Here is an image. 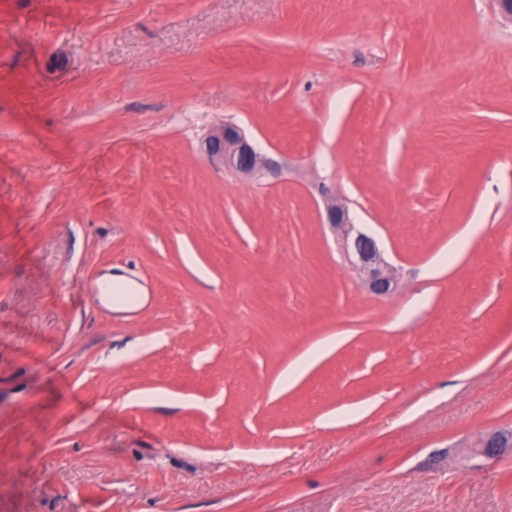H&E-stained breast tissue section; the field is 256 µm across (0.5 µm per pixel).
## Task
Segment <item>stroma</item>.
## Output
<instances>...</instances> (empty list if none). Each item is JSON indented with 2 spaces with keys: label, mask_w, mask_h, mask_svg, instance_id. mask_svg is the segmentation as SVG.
<instances>
[{
  "label": "stroma",
  "mask_w": 512,
  "mask_h": 512,
  "mask_svg": "<svg viewBox=\"0 0 512 512\" xmlns=\"http://www.w3.org/2000/svg\"><path fill=\"white\" fill-rule=\"evenodd\" d=\"M241 127L273 167L210 161ZM396 266L371 292L325 196ZM106 275L146 288L115 311ZM496 0H0V512H512ZM115 284H125L127 285L130 290L132 291L133 295L137 298L138 301L143 302L146 295L143 291V289L136 284L130 283L127 281L123 276L120 275H112L105 277L102 280H99L97 282V287L101 289L100 291V299L102 301H107L112 305V309L115 310H123L125 309V306L119 304L115 301L114 295L111 292V288ZM461 456L462 467L470 471L481 470L485 461L503 456L512 457V430L489 428L472 439Z\"/></svg>",
  "instance_id": "stroma-1"
}]
</instances>
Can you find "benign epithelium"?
Here are the masks:
<instances>
[{
	"mask_svg": "<svg viewBox=\"0 0 512 512\" xmlns=\"http://www.w3.org/2000/svg\"><path fill=\"white\" fill-rule=\"evenodd\" d=\"M208 155L213 161L245 175L252 174L261 164L253 146L235 126L226 125L209 139ZM329 223L340 232L341 247L345 253L355 252L360 269L367 275L369 289L377 295L394 290L396 271L378 254L371 241L352 223L348 210L332 200L327 203ZM503 456L512 457V430L489 428L467 444L461 456L462 467L478 471L485 462Z\"/></svg>",
	"mask_w": 512,
	"mask_h": 512,
	"instance_id": "7a95c632",
	"label": "benign epithelium"
}]
</instances>
